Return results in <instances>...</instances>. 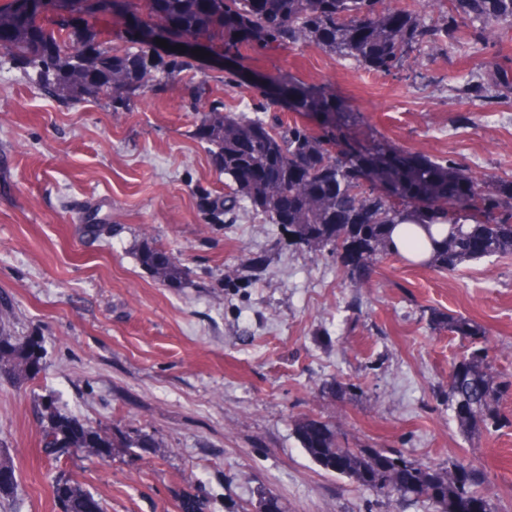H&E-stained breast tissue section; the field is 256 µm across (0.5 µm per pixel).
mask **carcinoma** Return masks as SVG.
Listing matches in <instances>:
<instances>
[{
  "instance_id": "cac0c4a2",
  "label": "carcinoma",
  "mask_w": 512,
  "mask_h": 512,
  "mask_svg": "<svg viewBox=\"0 0 512 512\" xmlns=\"http://www.w3.org/2000/svg\"><path fill=\"white\" fill-rule=\"evenodd\" d=\"M166 15L183 30L193 34L215 25L224 28V49L239 51L244 46L315 44L326 52L354 61L377 72L390 73L410 66L412 54L423 47L434 49L442 39L458 46L470 42L468 33L484 41H501L512 29V0H437V12L444 14L445 26L432 22L426 11L386 9L383 0H161ZM61 44L96 43L86 28L71 29L52 36ZM11 56L53 76L46 88L60 97H112L114 109L127 108L133 97L153 90L163 80L182 72L177 57L160 66L143 48L132 52L97 46L84 58L62 56L42 44L39 35L21 24L0 28V59ZM120 77L130 94L112 95V77ZM295 104L305 112H334L336 102L324 94L288 87ZM267 127V137L255 136L257 127ZM198 128L199 140L217 171L230 184L224 195L206 193L200 207L216 224L224 215L251 208L273 223L288 227L291 239L318 254L325 250L355 281L362 280L379 259L393 253L391 236L403 227L406 246L413 252L430 247L429 266L455 270L481 258L512 255V181L492 191L470 195L460 191L448 196V178L477 181L468 170L436 163L420 164L393 158L392 189L409 200L399 207L389 200L363 190L355 180L352 160L334 156L329 150L331 136L316 134L297 123L267 121L247 112H231L224 103L213 101ZM282 196L287 212L279 219L275 198ZM448 199L452 209L439 202ZM427 233L423 240L416 228ZM164 248L144 241L139 260L164 285L177 286L186 268L176 257L161 260ZM434 321L463 341L472 343L486 336L485 329L462 315L434 316ZM462 373L448 374V401L454 406L459 429L470 434L481 427L497 429L512 420L500 409V400L512 392V380L491 372L486 351L462 357ZM45 367L43 341L33 336L20 338L10 332L6 314L0 313V378L22 383L35 378ZM41 434L45 451L61 457L72 448H136L130 433L115 434L108 429H86L79 419L58 405L49 394L41 401ZM304 450L319 465L338 473L348 472L360 486L383 496L404 501L412 496L439 498L447 509L456 498L473 496L484 503L482 512H494L492 500L482 486L487 476L470 465L455 477L422 463L410 467L401 453L388 451L404 468L389 469L380 451L346 448L336 429L327 422L304 419L297 425ZM56 496L64 512H88L92 495L61 476Z\"/></svg>"
}]
</instances>
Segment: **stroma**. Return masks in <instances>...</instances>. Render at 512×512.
Listing matches in <instances>:
<instances>
[{
    "instance_id": "35a3bbf8",
    "label": "stroma",
    "mask_w": 512,
    "mask_h": 512,
    "mask_svg": "<svg viewBox=\"0 0 512 512\" xmlns=\"http://www.w3.org/2000/svg\"><path fill=\"white\" fill-rule=\"evenodd\" d=\"M88 23L104 46L144 44L121 12ZM202 46L122 112L107 96L58 98L36 69L0 64V303L13 333H39L47 351L35 380H0V450L16 474L0 512H63L62 473L102 512H181L187 498L196 512H257L266 493L283 512H435L426 498L399 503L318 465L296 433L305 418L331 423L353 448L472 464L493 481L498 512H512V426L460 431L448 373L469 345L432 320L483 326L495 374L512 379V255L453 271L393 256L359 286L264 215L209 223L200 196L224 192L225 178L194 135L202 111L191 96L204 80L228 108L263 102L317 132L325 116L270 99L265 80L322 89L360 114L331 151L381 142L468 168L491 189L512 180V94L486 67L512 70V38L468 51L444 43L399 75L312 44L230 58L220 43ZM95 206L111 236L79 232ZM146 238L180 256L181 287L141 265ZM49 392L85 424L140 429L156 447L46 455L39 404Z\"/></svg>"
}]
</instances>
